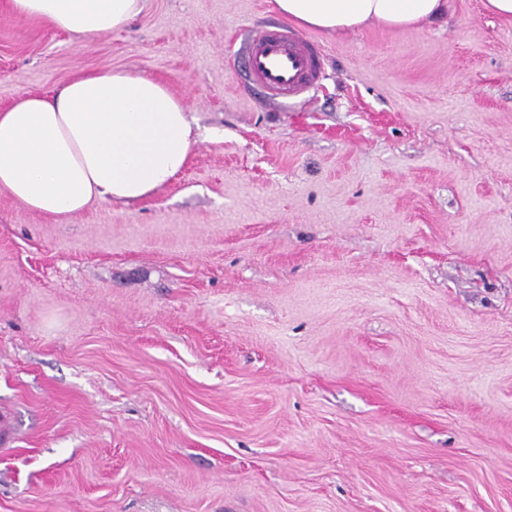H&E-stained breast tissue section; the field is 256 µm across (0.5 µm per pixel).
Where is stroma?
I'll use <instances>...</instances> for the list:
<instances>
[{"instance_id":"1","label":"stroma","mask_w":512,"mask_h":512,"mask_svg":"<svg viewBox=\"0 0 512 512\" xmlns=\"http://www.w3.org/2000/svg\"><path fill=\"white\" fill-rule=\"evenodd\" d=\"M281 21L0 0L1 109L134 70L199 133L138 203L0 191V512H512V19L312 31L325 89L275 109L227 54ZM16 14L39 18L75 35L126 28L144 8V0H8Z\"/></svg>"}]
</instances>
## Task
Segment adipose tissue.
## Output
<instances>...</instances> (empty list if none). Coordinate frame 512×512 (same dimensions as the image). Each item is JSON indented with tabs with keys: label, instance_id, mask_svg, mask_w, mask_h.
<instances>
[{
	"label": "adipose tissue",
	"instance_id": "ef3b65f1",
	"mask_svg": "<svg viewBox=\"0 0 512 512\" xmlns=\"http://www.w3.org/2000/svg\"><path fill=\"white\" fill-rule=\"evenodd\" d=\"M16 14L75 35L126 28L144 0H9ZM298 27L342 34L375 23L431 22L448 0H274ZM197 142L182 100L128 70L76 76L50 96L26 94L0 110V190L47 216L155 195L186 166Z\"/></svg>",
	"mask_w": 512,
	"mask_h": 512
}]
</instances>
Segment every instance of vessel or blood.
<instances>
[{
  "instance_id": "1",
  "label": "vessel or blood",
  "mask_w": 512,
  "mask_h": 512,
  "mask_svg": "<svg viewBox=\"0 0 512 512\" xmlns=\"http://www.w3.org/2000/svg\"><path fill=\"white\" fill-rule=\"evenodd\" d=\"M229 64H242L244 78L267 99L287 103L315 94L325 78V55L313 38L286 25L266 27L250 36Z\"/></svg>"
}]
</instances>
